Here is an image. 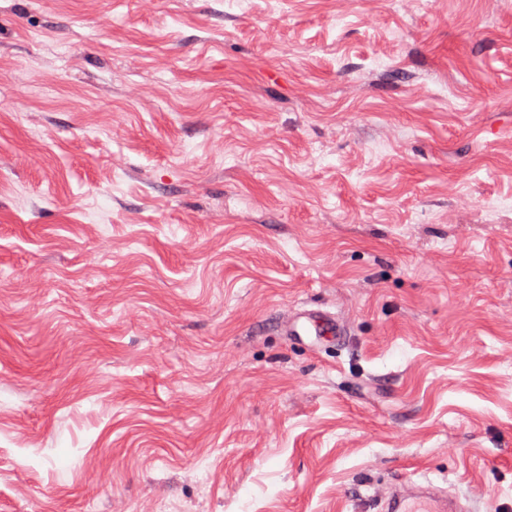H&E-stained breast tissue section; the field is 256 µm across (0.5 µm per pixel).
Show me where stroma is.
Instances as JSON below:
<instances>
[{
	"mask_svg": "<svg viewBox=\"0 0 512 512\" xmlns=\"http://www.w3.org/2000/svg\"><path fill=\"white\" fill-rule=\"evenodd\" d=\"M396 478L512 512V0H0V512ZM313 331L316 336H327L331 339L336 336V340L345 336L344 329L336 317L320 308H305L288 317L286 336L308 345L304 336H310Z\"/></svg>",
	"mask_w": 512,
	"mask_h": 512,
	"instance_id": "35a3bbf8",
	"label": "stroma"
}]
</instances>
